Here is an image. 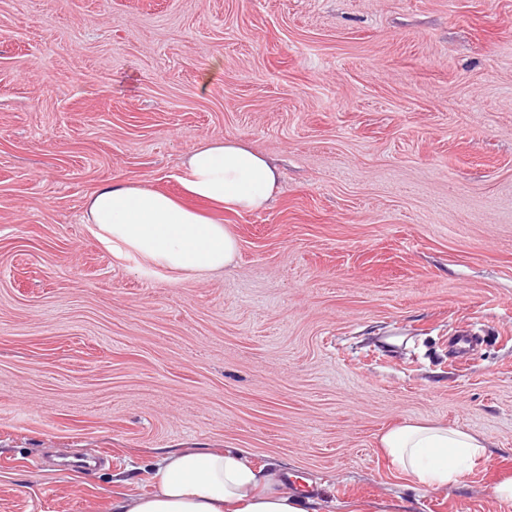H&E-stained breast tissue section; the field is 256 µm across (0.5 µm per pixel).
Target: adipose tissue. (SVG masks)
Instances as JSON below:
<instances>
[{"label":"adipose tissue","instance_id":"obj_1","mask_svg":"<svg viewBox=\"0 0 512 512\" xmlns=\"http://www.w3.org/2000/svg\"><path fill=\"white\" fill-rule=\"evenodd\" d=\"M183 199L133 182L100 186L87 199L84 221L114 252L148 267L211 273L238 254L229 226L189 205L197 199L227 211L265 209L278 173L243 141L210 139L184 156ZM398 472L440 491L459 484L486 453L482 438L463 427L410 421L379 438ZM156 490L115 498L112 512H330L326 502L289 492L280 471L252 465L246 450H183L167 454L153 474Z\"/></svg>","mask_w":512,"mask_h":512}]
</instances>
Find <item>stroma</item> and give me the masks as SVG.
Here are the masks:
<instances>
[{
    "mask_svg": "<svg viewBox=\"0 0 512 512\" xmlns=\"http://www.w3.org/2000/svg\"><path fill=\"white\" fill-rule=\"evenodd\" d=\"M226 137L279 172L218 215L233 265L147 273L84 224ZM408 421L487 454L423 490L379 450ZM166 448L335 512H507L512 0H0V512H110Z\"/></svg>",
    "mask_w": 512,
    "mask_h": 512,
    "instance_id": "1",
    "label": "stroma"
}]
</instances>
